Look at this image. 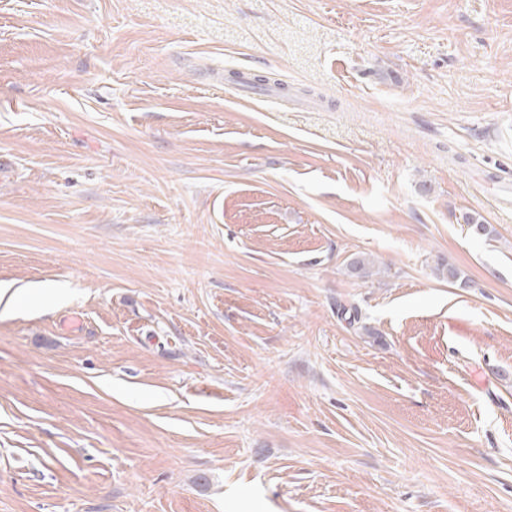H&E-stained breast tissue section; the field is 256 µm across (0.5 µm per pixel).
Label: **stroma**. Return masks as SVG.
<instances>
[{"label": "stroma", "mask_w": 512, "mask_h": 512, "mask_svg": "<svg viewBox=\"0 0 512 512\" xmlns=\"http://www.w3.org/2000/svg\"><path fill=\"white\" fill-rule=\"evenodd\" d=\"M507 181L512 0H0V512H512Z\"/></svg>", "instance_id": "1"}]
</instances>
